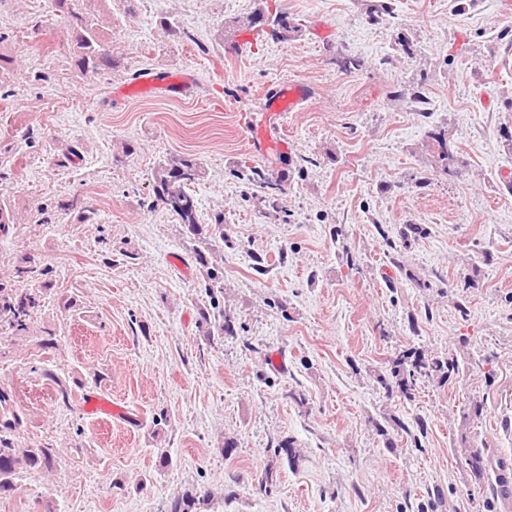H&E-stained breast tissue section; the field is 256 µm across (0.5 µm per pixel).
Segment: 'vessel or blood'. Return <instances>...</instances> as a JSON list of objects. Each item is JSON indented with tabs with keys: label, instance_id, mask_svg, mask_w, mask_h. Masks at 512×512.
Segmentation results:
<instances>
[{
	"label": "vessel or blood",
	"instance_id": "b4317fda",
	"mask_svg": "<svg viewBox=\"0 0 512 512\" xmlns=\"http://www.w3.org/2000/svg\"><path fill=\"white\" fill-rule=\"evenodd\" d=\"M192 87L190 73L159 76L155 72H146L129 86L121 87L116 97L120 100L129 99L138 93L151 92L168 99H178L187 95ZM314 94L312 86L304 83H281L275 88L266 89L260 99L259 112L242 110L240 124L245 130L249 147L253 153L265 154L272 149L287 150L288 143L283 139H273L272 130L279 127L285 113L298 108ZM87 412L103 413L115 420L132 423L133 415L124 407L98 396H90L85 403Z\"/></svg>",
	"mask_w": 512,
	"mask_h": 512
}]
</instances>
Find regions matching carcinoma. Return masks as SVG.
<instances>
[{"label": "carcinoma", "mask_w": 512, "mask_h": 512, "mask_svg": "<svg viewBox=\"0 0 512 512\" xmlns=\"http://www.w3.org/2000/svg\"><path fill=\"white\" fill-rule=\"evenodd\" d=\"M55 7L66 15L73 33L75 65L83 73H100L117 68V59L105 48L103 20L92 12L78 8L79 0H54ZM272 33L279 39H288V33L298 27L288 25V16L279 12L272 18ZM427 137L438 152L445 174H456L457 159L448 146L442 130L433 129ZM206 171L201 162L185 156H171L158 163L153 171L154 199L151 206H160L174 215L185 233L196 242L206 246V251H196L195 260L202 268L204 288L210 298L211 311L202 313L206 335L222 336L233 332L232 319L221 306L224 295V266L212 263L207 253L212 251V241L224 240V224L204 225L199 220L198 200L193 187L205 178ZM419 233V228L410 226L403 232L401 244L384 240L386 252L392 264L400 265L403 250L410 246L408 238ZM474 286V279L466 277L457 284L459 292L455 308L460 317L468 316L467 292ZM42 303V292L37 288H14L0 283V336H10L29 328L33 314ZM460 373V365L453 356L427 357L416 350H404L393 359L391 378H382L380 383L386 392L397 391L411 399L421 382L433 379L447 380ZM55 399L63 406L71 407L72 393L58 373L46 370L42 373ZM24 425L12 392L0 389V496H8L15 490L21 474L30 469L50 467L56 451L47 444L38 448L19 447V432ZM200 502L192 494L177 496L170 501L168 512H197Z\"/></svg>", "instance_id": "obj_1"}]
</instances>
